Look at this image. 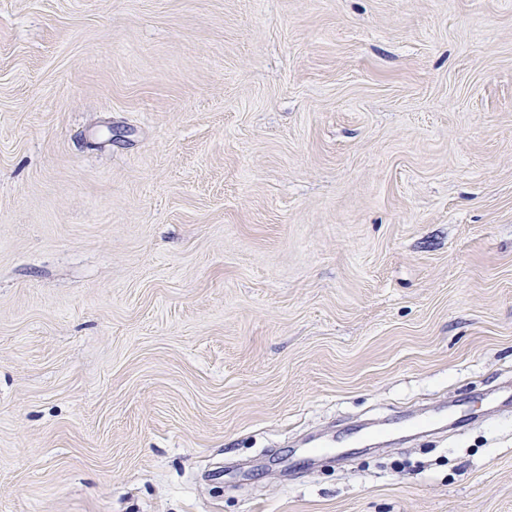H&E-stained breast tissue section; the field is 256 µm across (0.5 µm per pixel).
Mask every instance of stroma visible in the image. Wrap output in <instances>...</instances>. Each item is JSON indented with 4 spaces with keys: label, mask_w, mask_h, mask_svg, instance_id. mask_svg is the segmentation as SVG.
Wrapping results in <instances>:
<instances>
[{
    "label": "stroma",
    "mask_w": 512,
    "mask_h": 512,
    "mask_svg": "<svg viewBox=\"0 0 512 512\" xmlns=\"http://www.w3.org/2000/svg\"><path fill=\"white\" fill-rule=\"evenodd\" d=\"M0 512H512V0H0Z\"/></svg>",
    "instance_id": "1"
}]
</instances>
